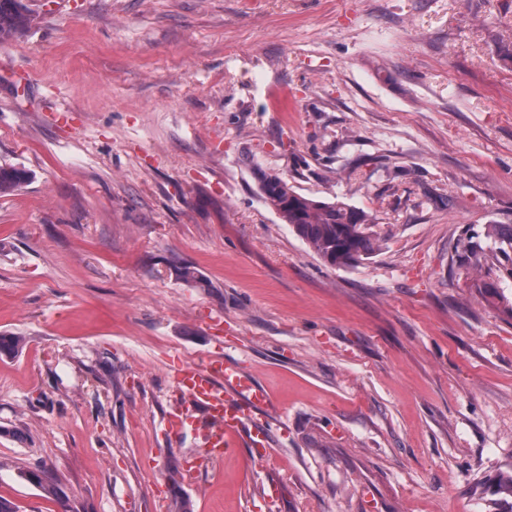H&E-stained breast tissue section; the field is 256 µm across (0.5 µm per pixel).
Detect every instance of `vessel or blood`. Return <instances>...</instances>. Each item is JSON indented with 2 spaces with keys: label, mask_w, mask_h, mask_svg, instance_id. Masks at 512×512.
Instances as JSON below:
<instances>
[{
  "label": "vessel or blood",
  "mask_w": 512,
  "mask_h": 512,
  "mask_svg": "<svg viewBox=\"0 0 512 512\" xmlns=\"http://www.w3.org/2000/svg\"><path fill=\"white\" fill-rule=\"evenodd\" d=\"M173 381L184 403L168 416L167 434L174 440L191 429L201 437L198 457L183 467L185 482H196L209 462L222 459L231 449L266 448L267 434L256 426L255 415L268 406L269 397L237 363H189L174 372Z\"/></svg>",
  "instance_id": "obj_1"
}]
</instances>
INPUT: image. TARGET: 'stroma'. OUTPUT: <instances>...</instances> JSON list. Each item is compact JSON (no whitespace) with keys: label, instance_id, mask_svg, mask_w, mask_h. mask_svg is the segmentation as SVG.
<instances>
[{"label":"stroma","instance_id":"obj_1","mask_svg":"<svg viewBox=\"0 0 512 512\" xmlns=\"http://www.w3.org/2000/svg\"><path fill=\"white\" fill-rule=\"evenodd\" d=\"M0 38V496L21 512H504L512 0H24ZM367 211L321 260L258 192ZM193 265L195 288L174 263ZM239 363L269 445L181 478L174 366ZM43 472L45 486L19 478ZM31 179V173L24 168L0 166V197L7 196ZM484 235L487 244L479 236L464 240L460 257L480 274L474 282L479 293L491 294L501 278L512 279V224H488Z\"/></svg>","mask_w":512,"mask_h":512}]
</instances>
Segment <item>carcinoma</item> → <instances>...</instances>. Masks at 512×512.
Masks as SVG:
<instances>
[{"label": "carcinoma", "mask_w": 512, "mask_h": 512, "mask_svg": "<svg viewBox=\"0 0 512 512\" xmlns=\"http://www.w3.org/2000/svg\"><path fill=\"white\" fill-rule=\"evenodd\" d=\"M29 24L22 0H0V37L18 33ZM31 179V173L15 166H0V197L7 196ZM259 192L281 220L324 262L346 266L364 260L379 249L370 232L369 214L342 200L318 201L297 193L276 173H260ZM461 258L480 274L474 287L481 294L496 291L502 278L512 279V224H490L485 240L469 237L461 245ZM179 278L193 286L206 282L198 270L186 263L176 266Z\"/></svg>", "instance_id": "carcinoma-1"}]
</instances>
